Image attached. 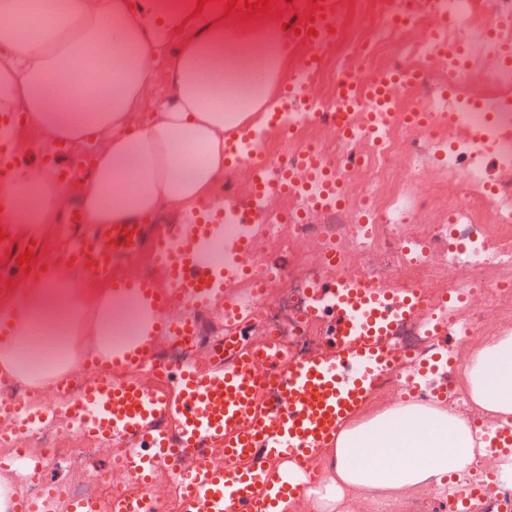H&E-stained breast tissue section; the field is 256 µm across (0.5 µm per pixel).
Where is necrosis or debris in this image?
<instances>
[{"instance_id":"1","label":"necrosis or debris","mask_w":512,"mask_h":512,"mask_svg":"<svg viewBox=\"0 0 512 512\" xmlns=\"http://www.w3.org/2000/svg\"><path fill=\"white\" fill-rule=\"evenodd\" d=\"M403 2L345 0L336 37L318 49L319 65L311 72V82L322 89L320 99L310 98L308 84L291 83L289 122L253 148L243 183L224 207V236L211 244L216 263L226 270L219 319L252 318L258 335L279 337L298 358L321 346L307 308L314 284L326 278H369L388 288L399 274L406 287L420 289L426 314L403 322L390 338L394 348L417 358L434 348L427 333L432 323L447 325L464 341L478 333L475 316L447 309L444 290L424 288V281L441 278L452 266L465 272L468 296L512 302V138L504 134L512 127V68L499 64L512 46V0H417L411 20L398 25L394 19ZM442 14L455 17L447 30L409 39V32ZM355 17L368 21V37L349 34ZM392 51L421 75L414 108L428 113L427 125L406 122L405 86H394L384 107L374 102L370 82L388 72L384 59ZM347 72L361 79L343 100L338 85ZM337 110L349 112L350 136L337 134L327 121V113ZM307 150L333 169L354 208L364 212L363 222L316 223L321 208L308 190L254 193L256 179L276 181L286 166L306 181L299 161ZM489 152L505 175L494 187L485 176ZM435 165L460 179L467 206L439 187L429 202L419 201L415 188ZM235 209L253 217L250 246L237 258L224 251L225 239L239 234ZM332 248L340 256L335 264L325 260ZM274 254L287 255V267L276 268ZM0 398L44 407L41 422L26 435L0 427V456L30 449L43 470L65 473L67 491L91 496L103 508L114 492L128 490L119 466L107 475L90 466L91 458L108 460L112 452L80 434L65 412L69 394L62 387L33 392L0 381Z\"/></svg>"}]
</instances>
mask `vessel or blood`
Listing matches in <instances>:
<instances>
[{"instance_id": "vessel-or-blood-1", "label": "vessel or blood", "mask_w": 512, "mask_h": 512, "mask_svg": "<svg viewBox=\"0 0 512 512\" xmlns=\"http://www.w3.org/2000/svg\"><path fill=\"white\" fill-rule=\"evenodd\" d=\"M294 27L290 41L319 43L333 31V14L318 11ZM11 153L1 132L0 196L14 181ZM302 163L321 180L322 203L338 204L333 176L311 155ZM85 223V213L72 209L71 247L51 263L39 260L37 240L16 238L0 217V261L18 263L20 271L10 287L51 281L58 263L72 266L81 278L96 279L144 250L167 273L163 285L146 278L113 279L116 294L140 297L158 321L153 336L114 355L111 367L97 366L93 381L72 398L68 411L84 437L120 448L119 466L132 482L150 484L161 465H168L181 512H277L283 498L304 497L312 486L311 458L331 447L346 417L380 378L402 365L389 338L403 318L420 309L417 290L355 279L320 284L318 293L329 300L328 307L316 310L327 326L326 354L296 360L279 340H247L242 319L211 340L207 367L188 358L164 363L157 359L158 336L172 342L196 336L215 298V270L199 246L215 237L216 225L137 220L88 234ZM29 252L33 260L21 262ZM151 363L161 378L158 390L145 388L135 375ZM212 448L221 450L223 463L211 460ZM62 492L61 486H47L42 497L17 501L14 512H47L48 498Z\"/></svg>"}]
</instances>
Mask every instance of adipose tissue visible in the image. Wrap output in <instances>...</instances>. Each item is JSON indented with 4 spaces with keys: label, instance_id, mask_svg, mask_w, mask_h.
<instances>
[{
    "label": "adipose tissue",
    "instance_id": "adipose-tissue-1",
    "mask_svg": "<svg viewBox=\"0 0 512 512\" xmlns=\"http://www.w3.org/2000/svg\"><path fill=\"white\" fill-rule=\"evenodd\" d=\"M135 56L104 79V94L69 69L87 50ZM168 54L169 96L142 111L153 60ZM288 69L286 29L259 16H225L222 0H0V112H22L13 132L20 159L32 143H95L96 160L80 198L93 224H124L160 208L189 211L221 203L226 150L240 130L266 127ZM54 102H47V95ZM7 211L19 236L45 235L63 212L61 184L47 172L13 184ZM0 319L12 326L0 341V374L32 385L25 349L35 339L67 346L62 373L92 349L111 360L112 337L150 335L155 316L134 295L105 288L93 296L61 281L0 297ZM465 410L450 398L399 400L363 407L322 449L329 459L310 490L313 512L356 498L373 512H406L425 495L448 497L485 455L488 425H512V332L470 346L459 373Z\"/></svg>",
    "mask_w": 512,
    "mask_h": 512
}]
</instances>
